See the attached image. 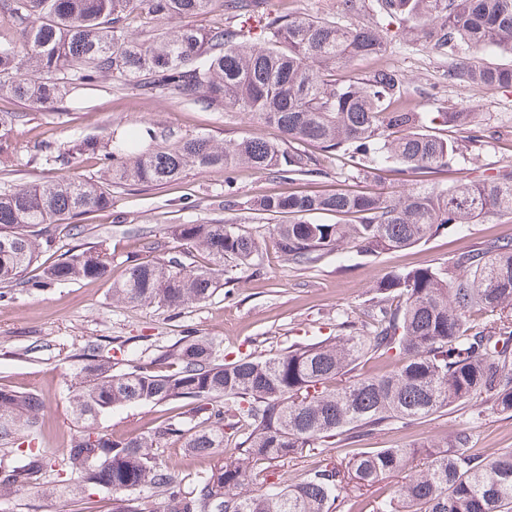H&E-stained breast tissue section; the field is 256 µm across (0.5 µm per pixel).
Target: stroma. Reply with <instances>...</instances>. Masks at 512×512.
<instances>
[{
  "mask_svg": "<svg viewBox=\"0 0 512 512\" xmlns=\"http://www.w3.org/2000/svg\"><path fill=\"white\" fill-rule=\"evenodd\" d=\"M281 10L313 16H333L340 24L380 33L387 49L380 59H361L339 68V77L368 73L378 66L394 68L405 80L416 111L432 114L466 109L478 114L491 134L474 142L467 132H456L459 156L448 171L419 174L401 181L390 170L374 177H356V165L347 158L320 157V175L294 184L275 179L269 171L246 166L232 175L223 169H188L164 185L144 184L112 191L110 208L82 216L91 230L88 242L102 245L111 256V276L80 283H55L22 292L0 302V388L30 392L44 402L38 447L61 455L77 428L67 400V385L77 355L90 342L110 350L115 370L136 361L154 359L192 330L212 338L228 355L276 354L303 336L336 333L337 315L363 317L382 278L416 267L452 266L463 253L500 240L512 239V218L491 215L462 230L445 232L417 245L363 255L354 250L331 252L310 265L288 262L273 247H265L255 265L232 270V284L218 288L205 302L172 310L124 304L113 300L114 280L124 276L134 258L178 253L181 246L168 228L173 224H208L216 220L235 227H254L253 203L266 195L292 189L330 192L339 188L407 194L434 186L475 179L512 165V91H491L459 82L449 75L451 62L424 41L398 35L371 7L350 11L344 0H277ZM0 112H22L26 118L9 132L18 147L11 178L34 183L51 170L32 150L41 140L65 148L84 138L102 140L132 131L152 129L171 140L209 136L218 141L243 137L280 139V132L264 121L232 106L201 110L169 93L146 94L133 86L117 87L100 80L71 102L33 108L10 95H0ZM180 402L128 405L101 417L103 432L116 436L150 431L166 418L183 412ZM470 427L474 453L488 456L512 448V417L499 413L491 400L464 404L453 412L422 422L392 425L364 440L367 448H401L416 440H443L461 427ZM351 446L322 448L285 466L258 467L251 473L259 487L288 474L303 473L326 460H342ZM111 502L97 494L74 503L64 497L20 492L0 500V512H110Z\"/></svg>",
  "mask_w": 512,
  "mask_h": 512,
  "instance_id": "obj_1",
  "label": "stroma"
}]
</instances>
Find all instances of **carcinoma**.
<instances>
[{"label":"carcinoma","instance_id":"carcinoma-1","mask_svg":"<svg viewBox=\"0 0 512 512\" xmlns=\"http://www.w3.org/2000/svg\"><path fill=\"white\" fill-rule=\"evenodd\" d=\"M374 2L400 35L425 38L442 56L462 54L451 69L454 79L512 89V61L489 60L512 56V0ZM207 14L223 22L197 25ZM136 18L145 19L148 38L131 35ZM385 50L375 32L328 16L283 14L271 0H0V95L43 108L74 100L111 76L145 93L172 92L203 110L230 104L290 143L354 158L364 178L384 167L405 177L448 169L456 141L424 129L421 115L404 105L405 81L395 70L336 79L337 67ZM436 118L450 130L476 127L463 109ZM156 139L150 129L110 138L96 179L68 175L0 189V300L30 284L107 277L110 259L97 246L50 262L39 258L63 231L73 239L88 234L87 225L70 220L110 206L115 186L241 164L290 182L321 173L307 150L262 138L223 144L196 137L174 147ZM34 150L45 164L68 168L95 148L83 139L63 150L44 141ZM256 211L273 246L294 264H312L344 245L375 255L489 214L512 217V166L405 196L283 193L262 199ZM324 215L336 222L311 220ZM170 235L183 245L181 256L130 261L125 277L112 284L113 299L174 309L205 301L221 287L224 266L250 265L261 250L254 236L221 221L173 224ZM197 253L204 263H196ZM31 271L34 278H25ZM374 291L366 321L344 315L336 323L347 334L295 341L268 357L241 353L228 360L213 340L188 334L151 361L116 372L99 345L86 344L68 386L81 427L60 458L30 446L43 401L1 389L0 446L13 459L0 465V500L43 486L81 498L104 492L112 497L111 512H144V491L164 497L166 512H333L349 497L370 512H512V448L474 457L467 429L443 443L363 448L297 481L250 486L259 465L359 442L390 424L408 425L485 396L512 415V240L464 253L452 269L393 273ZM372 357L388 359L392 369L356 374ZM171 401L192 408L148 434L110 437L97 426L118 407ZM169 440L218 462L182 477L158 457ZM231 446L239 452L225 454ZM53 469L56 479L47 486L42 477ZM393 476L401 478L395 492L376 494L375 486Z\"/></svg>","mask_w":512,"mask_h":512}]
</instances>
